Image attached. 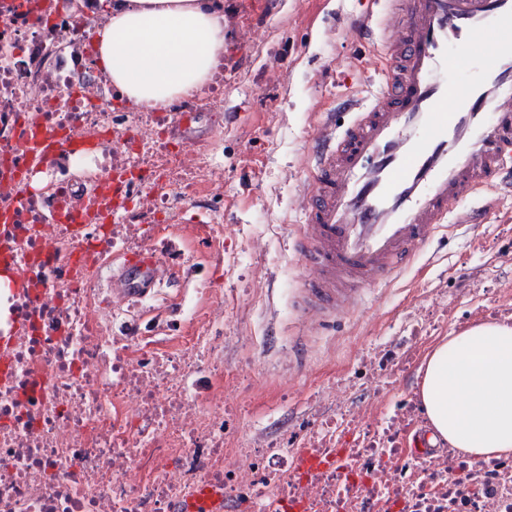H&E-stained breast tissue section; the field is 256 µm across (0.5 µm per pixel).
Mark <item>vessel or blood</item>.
Listing matches in <instances>:
<instances>
[{
    "label": "vessel or blood",
    "mask_w": 512,
    "mask_h": 512,
    "mask_svg": "<svg viewBox=\"0 0 512 512\" xmlns=\"http://www.w3.org/2000/svg\"><path fill=\"white\" fill-rule=\"evenodd\" d=\"M391 64L343 127L323 123L311 155L296 244L314 275L296 296L302 318L333 325L433 241L450 205L494 189L512 193V0H389ZM157 259L124 266L144 297ZM201 487L178 512H227Z\"/></svg>",
    "instance_id": "vessel-or-blood-1"
}]
</instances>
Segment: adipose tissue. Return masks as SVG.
<instances>
[{
	"label": "adipose tissue",
	"mask_w": 512,
	"mask_h": 512,
	"mask_svg": "<svg viewBox=\"0 0 512 512\" xmlns=\"http://www.w3.org/2000/svg\"><path fill=\"white\" fill-rule=\"evenodd\" d=\"M95 61L127 102L166 110L212 79L224 55L213 0H99ZM420 394L434 434L473 458L512 454V323L480 322L437 344Z\"/></svg>",
	"instance_id": "ef3b65f1"
}]
</instances>
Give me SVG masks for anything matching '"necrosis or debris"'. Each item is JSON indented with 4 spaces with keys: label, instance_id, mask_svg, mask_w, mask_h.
Masks as SVG:
<instances>
[{
    "label": "necrosis or debris",
    "instance_id": "1",
    "mask_svg": "<svg viewBox=\"0 0 512 512\" xmlns=\"http://www.w3.org/2000/svg\"><path fill=\"white\" fill-rule=\"evenodd\" d=\"M97 0H0V267L15 272L0 326V512H175L202 483L251 512H512V458L472 465L467 491L448 474L453 448L421 462L405 446L423 423L416 395L392 416L338 411L304 434L261 448L230 447L224 406L197 389L218 371L210 317L186 349L135 351L136 320L113 333L95 313L96 265L141 245V223L167 207L168 187L196 194L194 171L135 124L170 125L173 112L115 119L114 88L91 53L107 23ZM50 136L64 151L30 163L25 147ZM138 198L103 227L86 209L113 191ZM423 326L409 319L398 346L378 351L353 384L380 373L408 379ZM327 460L296 468L294 449Z\"/></svg>",
    "mask_w": 512,
    "mask_h": 512
}]
</instances>
